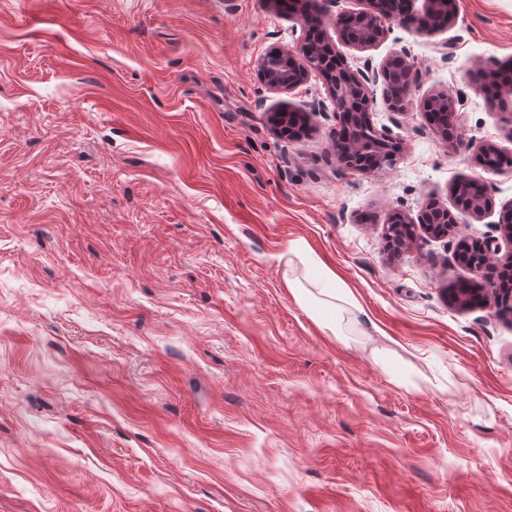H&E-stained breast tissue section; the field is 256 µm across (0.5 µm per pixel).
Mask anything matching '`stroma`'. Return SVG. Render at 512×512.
Masks as SVG:
<instances>
[{
	"label": "stroma",
	"mask_w": 512,
	"mask_h": 512,
	"mask_svg": "<svg viewBox=\"0 0 512 512\" xmlns=\"http://www.w3.org/2000/svg\"><path fill=\"white\" fill-rule=\"evenodd\" d=\"M368 2L318 0L350 69L419 73L400 112L372 87L403 148L379 173L337 162L320 77L259 78L303 33L268 0H0V512H512V307L448 299L459 239L512 210V165L478 159L512 158L478 77L512 62V0L359 51L333 21ZM431 201L453 237L387 251L389 213ZM325 269L353 296L335 333L290 288ZM471 182H465L456 185L454 189L455 198L458 202V204L463 208L465 212H468L476 217H479L483 214V212L486 209V202H487V192L486 189L483 187L482 184L475 180H470ZM468 187V190L470 191V200L467 204H463L461 200L458 198V195L460 191ZM473 187V188H470ZM479 187V190L476 191V188ZM458 198V199H457Z\"/></svg>",
	"instance_id": "1"
}]
</instances>
